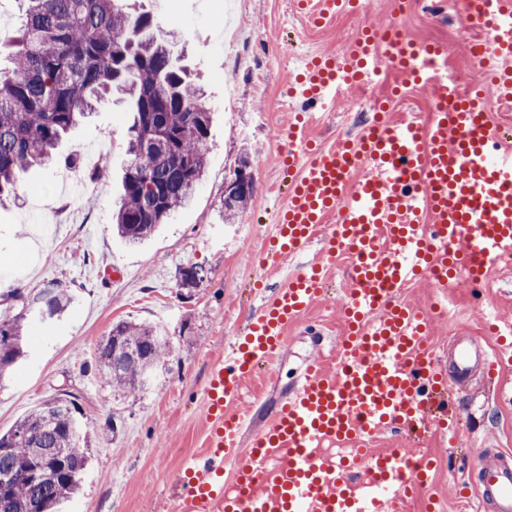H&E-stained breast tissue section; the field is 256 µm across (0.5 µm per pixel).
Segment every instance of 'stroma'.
I'll return each mask as SVG.
<instances>
[{
  "label": "stroma",
  "instance_id": "35a3bbf8",
  "mask_svg": "<svg viewBox=\"0 0 512 512\" xmlns=\"http://www.w3.org/2000/svg\"><path fill=\"white\" fill-rule=\"evenodd\" d=\"M144 6L161 31L185 41L186 63L212 114L206 170L194 202L141 245L116 235L112 213L131 114L111 103L63 141L60 154L78 150V166L59 161L30 172L16 198L0 204V314L23 311L28 298L51 284L72 297L58 317L29 314L26 354L0 375L1 432L59 391L79 397L92 461L79 494L59 512H172L173 480L183 461L201 452L208 433L203 387L209 369L260 308L257 282L279 278L262 266L261 256L266 226L287 202L281 154L288 143L280 133L307 116L309 135L329 146L355 136L363 124L348 111L347 99L310 112L291 95L302 60L343 53L360 28L393 14L416 41L444 32L459 76L467 82L480 78L468 64V35L458 14L431 18L415 0H405L398 11L393 0H376L370 12L341 15L320 27L301 13L297 0H144ZM256 69L262 82L252 78ZM433 107L432 91L412 84L399 85L388 105L406 120ZM244 152L253 161L255 191L242 220L230 224L224 219V181ZM191 266L202 269L204 278L196 287H181L179 273ZM329 276L328 303L312 307L304 326L289 331L276 374L242 388L243 402L255 404L257 424L294 387L315 347L324 348L327 365L336 363L330 346L341 334L338 300L346 282L342 267ZM443 294L447 311L435 316L431 342L444 358L454 336L479 335L474 310L512 318V265L496 266L480 293L464 285ZM125 320L160 324L174 341L165 366L135 396L113 391L94 370L100 341ZM454 395L460 403L476 404L473 415H461L454 426L456 445L438 433L420 451L438 461L441 512H475V502H458L456 491L473 477L480 448L512 451V404L496 400L481 376L455 388Z\"/></svg>",
  "mask_w": 512,
  "mask_h": 512
}]
</instances>
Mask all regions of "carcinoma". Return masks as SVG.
Listing matches in <instances>:
<instances>
[{
  "instance_id": "cac0c4a2",
  "label": "carcinoma",
  "mask_w": 512,
  "mask_h": 512,
  "mask_svg": "<svg viewBox=\"0 0 512 512\" xmlns=\"http://www.w3.org/2000/svg\"><path fill=\"white\" fill-rule=\"evenodd\" d=\"M28 6L0 64V199L12 197L27 173L57 161L63 137L111 95L133 112L122 194L113 215L128 244L145 240L189 205L206 168L211 123L202 92L190 79L177 38L154 33L149 11L126 0H25ZM253 190L224 206L232 221ZM71 297L61 286L32 300L49 317ZM24 317L0 315V374L24 356ZM173 350L156 325L119 321L95 357L113 389L143 392ZM76 396L62 393L0 433V512H56L75 494L88 462L87 431ZM51 468L34 479L35 463Z\"/></svg>"
}]
</instances>
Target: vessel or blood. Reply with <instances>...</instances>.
Masks as SVG:
<instances>
[{
	"mask_svg": "<svg viewBox=\"0 0 512 512\" xmlns=\"http://www.w3.org/2000/svg\"><path fill=\"white\" fill-rule=\"evenodd\" d=\"M312 24L359 13L362 0H300ZM477 31L467 50L512 102V0H463ZM435 91L426 126L380 119L353 138L319 149L288 131L284 162L295 176L286 206L266 229L271 263L322 238V263L286 275L249 320L242 342L211 369L204 388L211 417L205 448L175 478V512H401L429 496L428 458L397 448L365 455L362 440L390 429L423 441L430 424L455 423L448 379L468 381L495 362L476 337L455 339L453 377L427 341L428 313L396 297L397 288L435 270L440 286L465 275L481 284L512 253V147L491 133L479 95L449 88L444 46L409 40L395 19L365 25L343 55L305 65L302 97L370 84L383 60ZM355 256L341 301L346 329L336 367L309 363L300 382L254 429L251 411L235 410L241 384L282 348L291 325L327 295L337 253ZM250 444H243L244 433ZM348 445L335 462L327 443ZM473 493L479 507L512 512V458L483 449Z\"/></svg>",
	"mask_w": 512,
	"mask_h": 512,
	"instance_id": "1",
	"label": "vessel or blood"
}]
</instances>
